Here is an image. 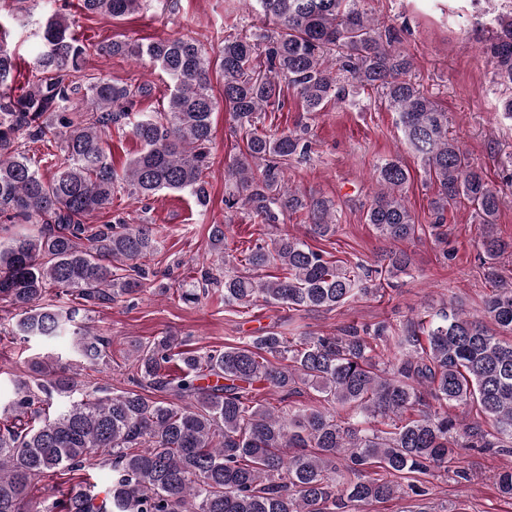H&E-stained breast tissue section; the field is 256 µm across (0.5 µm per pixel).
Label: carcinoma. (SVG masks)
Here are the masks:
<instances>
[{"instance_id":"1","label":"carcinoma","mask_w":512,"mask_h":512,"mask_svg":"<svg viewBox=\"0 0 512 512\" xmlns=\"http://www.w3.org/2000/svg\"><path fill=\"white\" fill-rule=\"evenodd\" d=\"M82 11L113 18L138 11L146 0H80ZM274 25L262 38L224 37L217 61L191 39H160L145 46L126 41L89 44L73 22L55 12L41 34L38 82L14 94L15 59L0 35V230L37 224L0 243V301L18 310L9 334L24 341L72 337L76 362L50 356L32 362L33 381L17 380L0 399V512H351L383 502L398 490L414 497L429 488L411 475L454 472L463 448L512 449V282L499 277L497 260L512 254V239L495 231L503 204L459 143L448 135V113L409 77L410 56L398 34L379 31L365 0H249ZM492 36L482 54L497 83L512 85V10L486 12ZM147 55L173 85L168 106L133 125L140 150L122 173L112 167L102 134L129 119L150 85L79 79L85 58ZM224 77V105L244 147L225 168L227 215L244 210L277 230L244 256L245 272L227 269L226 225L212 224L211 249L226 266L223 277L204 271L179 285L196 304L212 285L224 305L258 301L294 311L334 310L374 292L372 273L387 283L413 272L399 247L417 238L406 205L408 169L386 159L375 169L378 190L365 221L398 245L375 269L343 266L313 249L309 238L336 233V203L286 184L288 165L309 158L308 126L281 134L259 131L262 113L281 106L283 87L296 90L315 114L331 100L346 102L353 88L381 93L397 113L404 142L420 157L437 193L429 202L431 235L442 244L448 210L472 206L482 233L479 260L494 284L481 315L442 306L401 331L384 323L346 326L333 334L286 336L267 330L222 349L192 350L167 333L133 345L136 390L85 391L79 364L108 357L107 337L77 320L79 309L61 305L116 302L144 287L143 261L159 242L150 224H87L112 206L118 186L142 200L162 190L186 191L210 203L207 172L218 102L210 93L213 65ZM86 99L81 115L69 106ZM64 146L52 155L45 178L22 142ZM295 217L306 237L280 231ZM283 276L264 275L275 265ZM304 385L326 406L275 413L262 392L286 401ZM165 394L155 399L144 390ZM477 403L493 417L485 434L448 416V404ZM98 457L112 469L103 499L72 486L58 499H28L31 483L60 469L79 470ZM378 468L394 479L372 478Z\"/></svg>"}]
</instances>
